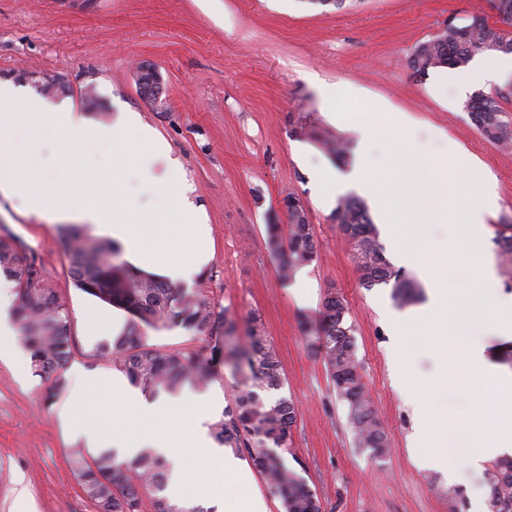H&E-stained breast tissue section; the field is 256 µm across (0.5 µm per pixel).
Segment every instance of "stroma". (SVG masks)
Wrapping results in <instances>:
<instances>
[{"label": "stroma", "mask_w": 512, "mask_h": 512, "mask_svg": "<svg viewBox=\"0 0 512 512\" xmlns=\"http://www.w3.org/2000/svg\"><path fill=\"white\" fill-rule=\"evenodd\" d=\"M483 0H0V80L26 85L47 99L70 100L92 118L123 108L140 113L179 159L209 215L213 257L195 281L217 306L247 327L258 316L282 365L280 395L296 405V422L284 458L320 499L324 512H450L448 490L459 491L462 512H488L492 463L474 473L461 460L448 470L424 467L415 452L413 408L399 387L393 355L399 346L384 321L391 301L385 285L363 287L350 243L321 205L311 173L331 165L317 142L294 131L308 117L317 132L351 140L328 117L323 89L353 91L390 111L407 113L429 154L456 140L466 160L494 180L499 209L480 240L456 225L424 224L422 236L458 234L461 246L477 243L498 255V225L512 223V148L483 139L470 125L464 102L478 92L496 96L512 122V76L458 89L457 70L438 83L439 69L414 75L407 65L414 47L433 37L449 16L468 15ZM154 66L166 103L154 107L137 86L139 64ZM62 76L67 89L43 92L41 79ZM95 106H87L86 90ZM76 151L83 162L65 172L48 167L45 183L78 185L95 165L120 159L111 143L89 138ZM123 192L139 200L146 222L165 217L170 203L146 187L136 169L125 171ZM305 204L317 256L305 265L310 302L299 305L279 273L280 259L267 244L271 218L287 222L283 200ZM12 233L31 249L65 304L77 350L69 369L104 375L115 369L85 353L91 312L113 309L75 288L56 225L22 213L0 198V234ZM336 291L354 330L362 381L371 408L390 440L389 452L372 458L356 447L345 403L330 381L322 354L310 343L322 302ZM47 383L28 362L0 361V512H17L25 488L40 512H94L68 465L74 443L64 416L84 414L70 392L44 400ZM439 415L479 406L465 375L423 392Z\"/></svg>", "instance_id": "1"}]
</instances>
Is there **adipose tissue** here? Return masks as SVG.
<instances>
[{"label":"adipose tissue","mask_w":512,"mask_h":512,"mask_svg":"<svg viewBox=\"0 0 512 512\" xmlns=\"http://www.w3.org/2000/svg\"><path fill=\"white\" fill-rule=\"evenodd\" d=\"M23 106L24 114L14 113ZM35 129L51 127L70 143L95 137L112 142L123 161L97 170L75 189L37 187L23 173L16 129L19 123ZM166 159L170 170L180 162L173 158L166 141L144 123L139 113H117L111 125L96 123L76 112L70 101L54 103L25 95L20 87L0 81V197L18 203L24 213L49 221H76L118 243L126 262L134 268L161 275L174 283L198 277L210 259L211 229L203 205L195 202L188 180L170 181L154 175L152 161ZM138 167L155 190L171 200L170 221L146 224L135 199L121 193L125 167ZM112 191L104 203L102 188ZM496 282L492 259L478 255L466 287L471 296L485 299L481 317L484 335L512 343V295H491ZM74 392L86 405L92 424L71 425L69 431L91 448H117L122 460L132 459L140 449L152 448L172 463L171 484L175 501L216 507L217 512H267L262 499L251 491V477L237 458L218 447L208 424L216 408L212 394L183 391L159 402L142 400L122 377H100L82 371L74 375ZM200 459L202 467L189 472L188 456Z\"/></svg>","instance_id":"ef3b65f1"}]
</instances>
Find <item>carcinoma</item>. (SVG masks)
<instances>
[{"mask_svg": "<svg viewBox=\"0 0 512 512\" xmlns=\"http://www.w3.org/2000/svg\"><path fill=\"white\" fill-rule=\"evenodd\" d=\"M499 23L484 13H474L469 31L451 26L417 45L408 59L410 69L425 75L432 68H462L485 52H512V0H499ZM474 129L497 145L512 143V128L503 120L497 99L476 93L464 103ZM322 149L338 161L350 149L333 137L320 139ZM288 224L271 221L266 237L272 252L281 255L280 271L288 279L312 262L316 244L312 224L297 218L300 199L288 196ZM333 220L352 243L353 258L362 285H391L392 298L401 307L415 303L420 287L394 270L384 254L376 225L366 204L348 196L338 201ZM511 224L498 231L501 263L512 269ZM58 235L69 260L68 275L74 286L101 302L128 313L122 332L96 343L85 356L107 361L124 372L132 385L149 394L177 393L190 383L204 388L217 366L231 369L235 379L232 404L211 424L219 445L248 460L281 498L284 512H323L318 496L285 464L278 450L289 451L296 407L286 397L270 393L282 385V367L274 345L264 336L262 323L248 321V343L241 344L238 323L226 308H217L209 295L179 284L144 275L120 259L115 242L90 235L76 224L62 225ZM0 270L15 284V322L22 343L31 353L35 374L50 382L45 399L53 401L65 387L64 370L74 355L75 340L68 313L56 287L37 257L12 235H0ZM346 307L330 292L323 304L315 347L323 354L326 370L338 396L347 403L359 448L376 457L388 452L389 442L374 416L359 373L352 326ZM179 327L200 337L198 348L165 349L148 344V331ZM69 463L85 497L96 512H210L199 506L172 502L165 494L169 464L151 449L130 462L118 460L109 450L90 456L75 448ZM492 512H512V458L494 465L490 481Z\"/></svg>", "mask_w": 512, "mask_h": 512, "instance_id": "carcinoma-1", "label": "carcinoma"}]
</instances>
